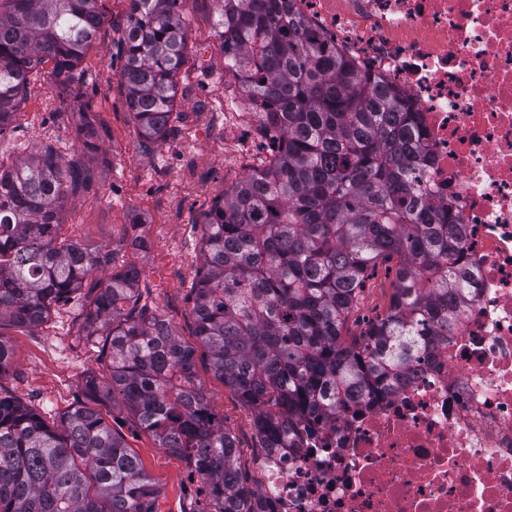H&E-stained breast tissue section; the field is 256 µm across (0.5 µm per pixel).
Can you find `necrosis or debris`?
Masks as SVG:
<instances>
[{
    "label": "necrosis or debris",
    "instance_id": "1",
    "mask_svg": "<svg viewBox=\"0 0 512 512\" xmlns=\"http://www.w3.org/2000/svg\"><path fill=\"white\" fill-rule=\"evenodd\" d=\"M418 113L474 280L447 341L258 465L271 512H512V0H296Z\"/></svg>",
    "mask_w": 512,
    "mask_h": 512
}]
</instances>
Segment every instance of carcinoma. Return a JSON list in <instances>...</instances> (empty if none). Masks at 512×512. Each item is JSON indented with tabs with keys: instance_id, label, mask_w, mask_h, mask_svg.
<instances>
[{
	"instance_id": "1",
	"label": "carcinoma",
	"mask_w": 512,
	"mask_h": 512,
	"mask_svg": "<svg viewBox=\"0 0 512 512\" xmlns=\"http://www.w3.org/2000/svg\"><path fill=\"white\" fill-rule=\"evenodd\" d=\"M98 0H0V134L31 81L63 84L103 22ZM184 0H129L119 72L139 135L169 133L185 64ZM245 105L269 156L224 189L200 220L191 288L209 370L253 412L261 448L301 423L336 420L341 400L383 389L416 349L446 336L470 281L461 227L421 187L425 134L416 113L328 44L291 0H208ZM86 175L49 147L0 163V323L29 328L74 298L99 255L63 234ZM396 260L385 314L352 335L368 271ZM133 264L95 279L85 336L100 339L103 376L50 425L0 396V512H153L140 459L96 405L112 403L200 475L217 512H258L224 430L196 383L195 353L140 304Z\"/></svg>"
}]
</instances>
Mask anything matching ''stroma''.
I'll return each mask as SVG.
<instances>
[{"label": "stroma", "instance_id": "stroma-1", "mask_svg": "<svg viewBox=\"0 0 512 512\" xmlns=\"http://www.w3.org/2000/svg\"><path fill=\"white\" fill-rule=\"evenodd\" d=\"M97 7L103 23L74 72V83L59 86L42 78L31 83L13 123L0 135V163L12 165L46 146L77 160L88 180L66 204V235L114 263L136 262L142 301L192 346L197 221L225 188L255 166L262 139L252 116L238 107L236 80L224 70V50L213 33L206 0H186L183 6L190 25L173 129L159 142L141 138L118 78L128 0H98ZM137 216L144 221L141 234L148 243L138 255L129 245ZM394 270V263L378 264L366 280L348 320L351 334L384 315ZM88 307L81 294L53 308L38 327L0 324V338L14 349L11 369L0 375V395L50 422L82 402L83 378L104 369L98 344L83 332ZM196 381L236 438L239 466L248 485H255L262 450L250 408L213 377L206 361H197ZM119 430L156 485L154 512H214L203 481L184 459L158 448L134 426L123 423Z\"/></svg>", "mask_w": 512, "mask_h": 512}]
</instances>
